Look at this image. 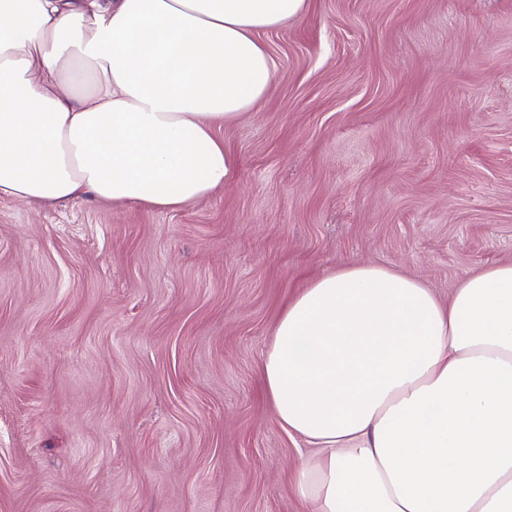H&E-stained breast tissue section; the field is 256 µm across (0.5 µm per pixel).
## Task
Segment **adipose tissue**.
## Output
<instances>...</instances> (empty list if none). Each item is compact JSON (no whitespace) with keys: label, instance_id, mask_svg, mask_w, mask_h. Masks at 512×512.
I'll list each match as a JSON object with an SVG mask.
<instances>
[{"label":"adipose tissue","instance_id":"obj_1","mask_svg":"<svg viewBox=\"0 0 512 512\" xmlns=\"http://www.w3.org/2000/svg\"><path fill=\"white\" fill-rule=\"evenodd\" d=\"M309 0H0V199L179 209L233 181L216 126L261 102V32ZM261 371L318 449L306 512H512V263L440 302L350 265L288 302Z\"/></svg>","mask_w":512,"mask_h":512}]
</instances>
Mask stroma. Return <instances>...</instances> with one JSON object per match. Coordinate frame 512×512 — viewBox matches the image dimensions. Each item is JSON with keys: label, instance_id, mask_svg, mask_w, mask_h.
I'll list each match as a JSON object with an SVG mask.
<instances>
[{"label": "stroma", "instance_id": "1", "mask_svg": "<svg viewBox=\"0 0 512 512\" xmlns=\"http://www.w3.org/2000/svg\"><path fill=\"white\" fill-rule=\"evenodd\" d=\"M232 184L171 211L0 200V512H305L260 368L353 264L440 301L512 263V0H310L261 33Z\"/></svg>", "mask_w": 512, "mask_h": 512}]
</instances>
